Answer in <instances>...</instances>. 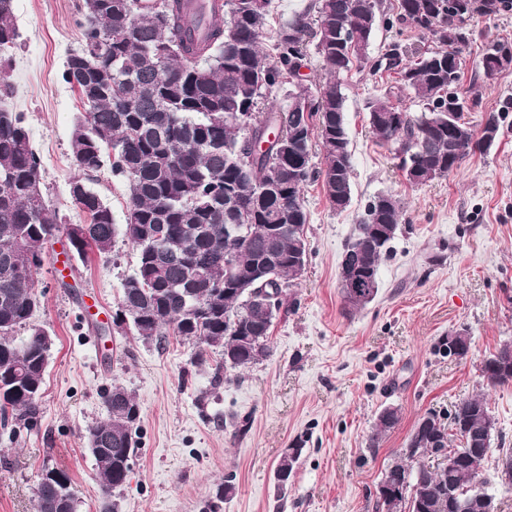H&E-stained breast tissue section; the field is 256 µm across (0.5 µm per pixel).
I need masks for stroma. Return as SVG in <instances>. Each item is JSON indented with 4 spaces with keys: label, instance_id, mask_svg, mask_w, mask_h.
<instances>
[{
    "label": "stroma",
    "instance_id": "stroma-1",
    "mask_svg": "<svg viewBox=\"0 0 512 512\" xmlns=\"http://www.w3.org/2000/svg\"><path fill=\"white\" fill-rule=\"evenodd\" d=\"M398 0H380V24L362 63L342 77L353 159L352 198L334 209L321 182L304 189L307 254L288 292L289 307L272 327V355L213 386L209 369L191 364L194 347L163 345L112 329L122 284L136 256L126 242L88 263L55 273L65 239L56 240L35 274L41 307L33 322L52 339L40 411L17 441L0 436V512H34L44 459L71 475L80 512H101L88 451L89 427L105 416L103 395L126 387L140 405L130 480L111 497L114 512H201L224 478L236 493L224 512H377L374 490L428 412L447 415L460 400L485 394L498 445L512 448V385L487 386L481 368L512 343V69L485 81L481 42L464 47L460 98L464 119L506 115L497 143L470 155L448 177L416 186L376 144L369 106L396 74L373 72L392 45L406 53L433 48L430 35L395 22ZM83 0H13L16 44L0 54V106L24 113L42 159L45 198L63 223L84 215L69 188L79 172L71 143L83 110L77 89L61 79L81 45ZM389 193L404 206L383 258L376 297L349 308L340 263L367 203ZM466 330L471 351L448 356L451 332ZM400 420L377 445L369 438L380 410ZM246 425L244 433L235 428ZM302 454L287 486L276 469L287 448Z\"/></svg>",
    "mask_w": 512,
    "mask_h": 512
}]
</instances>
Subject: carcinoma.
<instances>
[{"instance_id": "1", "label": "carcinoma", "mask_w": 512, "mask_h": 512, "mask_svg": "<svg viewBox=\"0 0 512 512\" xmlns=\"http://www.w3.org/2000/svg\"><path fill=\"white\" fill-rule=\"evenodd\" d=\"M455 0H399L397 21L430 34L436 48L405 61L393 49L373 72L393 71L402 88L421 106L413 115L388 100L370 105L369 123L377 142L405 154L434 178L450 175L476 151L490 150L499 138L501 112H488L481 135L464 121V101L455 93L463 70L462 47L474 31L455 15ZM507 7V0H475L474 11L490 18ZM377 0H312L274 32L275 55L262 49L272 0H84L79 26L82 48L67 57L62 80L79 92L80 113L72 140L74 166L84 174L73 184L85 192L72 198L87 216L76 258L112 251L116 238L136 252V268L125 279L118 310L135 335L158 344L172 333L193 343L191 364H210V347L221 344L212 382H224L227 368L246 370L272 355L269 344L274 315L262 316L247 306L244 293L228 291L227 278L249 276L277 296V309L287 308L285 289L298 275L293 257L306 255L307 213L302 191L311 181L322 183L331 205L339 185L351 195L352 162L340 75L359 60L353 43L364 44L374 30ZM431 15L440 29L419 22ZM18 32L12 7L0 6V51L15 44ZM328 78L311 91L305 112L292 105L259 106L265 94L288 83L308 61V39ZM512 42L493 40L485 46L480 67L488 68ZM242 112L261 114L252 125L242 124ZM280 131L282 138L268 140ZM323 149L320 168H311L313 139ZM269 141L264 152H253L255 140ZM288 169L267 182L268 172L283 148ZM107 168L128 191L124 223L87 186V178ZM41 159L33 148L25 116L0 112V424L15 440L35 417L48 365L47 333L32 323L40 308L33 275L46 258L47 245L64 230L58 212L43 194ZM293 210L281 218L283 203ZM248 224L245 246L225 264L224 225ZM403 207L391 194L371 199L347 248L363 246L362 260L379 268L390 240L378 248L369 242L374 224L396 235ZM27 331L18 340L15 334ZM499 353L484 360L487 385L512 383L490 374ZM106 417L88 430L102 494L126 485L131 473L127 455L135 454V434L127 425L139 409L135 397L116 385L104 396ZM399 422L392 407L377 416L372 440ZM495 419L487 399L476 394L454 405L447 420L435 413L418 419L400 461L385 473L408 479L394 498L377 500L382 512H448V486L465 498L474 475L458 461L445 472L428 464V448L415 447L419 436L447 441L446 450L467 448L493 452ZM459 445L452 446V442ZM301 454L289 448L277 467L281 484L288 483ZM236 492L230 478L215 485L202 512H224V501ZM74 500L69 473L50 460L43 463L34 512H61V502Z\"/></svg>"}]
</instances>
